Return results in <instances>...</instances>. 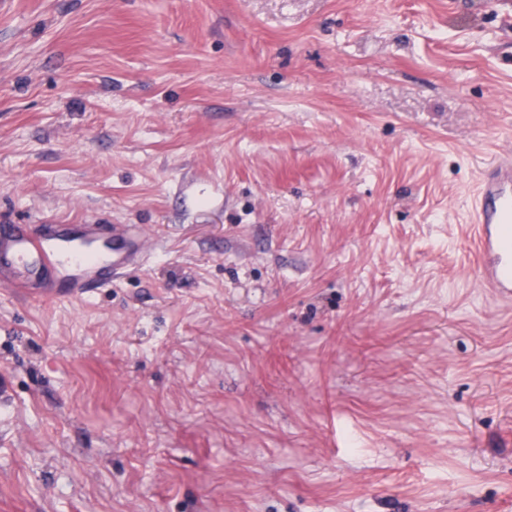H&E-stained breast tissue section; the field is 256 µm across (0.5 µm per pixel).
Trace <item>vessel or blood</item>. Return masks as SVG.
I'll use <instances>...</instances> for the list:
<instances>
[{
    "label": "vessel or blood",
    "instance_id": "1",
    "mask_svg": "<svg viewBox=\"0 0 512 512\" xmlns=\"http://www.w3.org/2000/svg\"><path fill=\"white\" fill-rule=\"evenodd\" d=\"M472 229L476 273L502 298L512 297V154L495 160L477 188ZM96 225L75 234L55 226L36 235L26 224L0 226V287L34 301L84 299L92 285H105L147 261L139 227L116 224L112 240H98Z\"/></svg>",
    "mask_w": 512,
    "mask_h": 512
}]
</instances>
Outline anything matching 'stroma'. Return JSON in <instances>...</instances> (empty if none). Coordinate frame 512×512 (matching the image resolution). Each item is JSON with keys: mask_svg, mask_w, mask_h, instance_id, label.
I'll use <instances>...</instances> for the list:
<instances>
[{"mask_svg": "<svg viewBox=\"0 0 512 512\" xmlns=\"http://www.w3.org/2000/svg\"><path fill=\"white\" fill-rule=\"evenodd\" d=\"M512 0H0V224L142 226L0 288V512H512ZM471 226L476 273L502 298L512 297V154L495 160L477 188ZM64 225L71 224H56L36 236L30 224H2L1 287L34 301H78L92 285L109 284L122 272L144 266L151 250L138 226L113 225L112 242L101 243L94 224H83L86 230L81 234ZM54 276L66 278L67 284L43 288Z\"/></svg>", "mask_w": 512, "mask_h": 512, "instance_id": "obj_1", "label": "stroma"}]
</instances>
